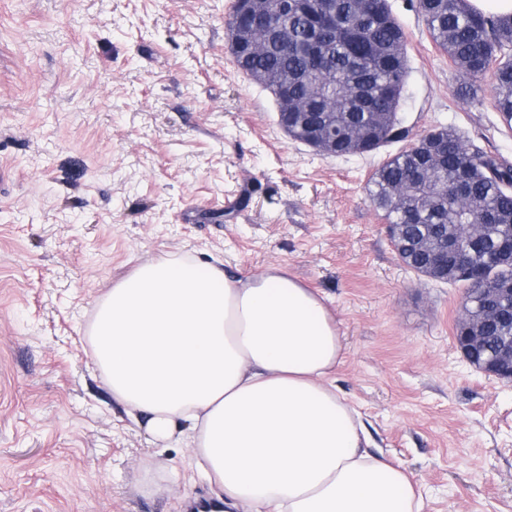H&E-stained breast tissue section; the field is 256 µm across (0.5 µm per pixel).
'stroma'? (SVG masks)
I'll list each match as a JSON object with an SVG mask.
<instances>
[{
    "mask_svg": "<svg viewBox=\"0 0 512 512\" xmlns=\"http://www.w3.org/2000/svg\"><path fill=\"white\" fill-rule=\"evenodd\" d=\"M412 135L447 127L512 165V130L455 95L410 0H388ZM234 0H0V512H192L186 449L115 401L88 329L112 285L169 256L276 267L345 338L335 374L372 452L423 512H512V385L457 346L463 284L407 267L367 182L402 145L336 157L294 140L228 51Z\"/></svg>",
    "mask_w": 512,
    "mask_h": 512,
    "instance_id": "stroma-1",
    "label": "stroma"
}]
</instances>
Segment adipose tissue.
<instances>
[{
  "label": "adipose tissue",
  "mask_w": 512,
  "mask_h": 512,
  "mask_svg": "<svg viewBox=\"0 0 512 512\" xmlns=\"http://www.w3.org/2000/svg\"><path fill=\"white\" fill-rule=\"evenodd\" d=\"M89 336L113 396L155 441L188 449L226 512H423L334 383L337 322L279 269L143 264L98 303Z\"/></svg>",
  "instance_id": "ef3b65f1"
}]
</instances>
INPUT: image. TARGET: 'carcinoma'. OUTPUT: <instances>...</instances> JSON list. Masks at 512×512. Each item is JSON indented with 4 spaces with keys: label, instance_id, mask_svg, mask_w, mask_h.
Instances as JSON below:
<instances>
[{
    "label": "carcinoma",
    "instance_id": "1",
    "mask_svg": "<svg viewBox=\"0 0 512 512\" xmlns=\"http://www.w3.org/2000/svg\"><path fill=\"white\" fill-rule=\"evenodd\" d=\"M271 0L262 24L254 27L239 6L226 21L228 48L245 74L278 79L288 101L289 135L303 144L316 130L336 129L337 156L372 153L406 139L395 131L410 74L406 36L387 0H332L336 26L323 29V0ZM434 42L460 74L457 98L476 101L481 81L492 74L493 108L512 129V17L484 15L468 0H417ZM254 27L262 48L235 47L241 29ZM374 208L394 226L391 241L402 261L427 274L429 251L442 237L465 251L484 280L464 304H483L485 288L512 283V264L494 262L512 236V165L469 147L448 129L419 136L389 157L368 184ZM473 352L479 361L496 357L512 336V321L481 325Z\"/></svg>",
    "mask_w": 512,
    "mask_h": 512
}]
</instances>
